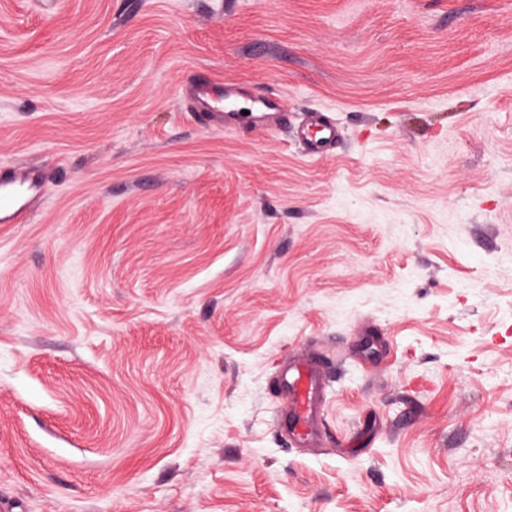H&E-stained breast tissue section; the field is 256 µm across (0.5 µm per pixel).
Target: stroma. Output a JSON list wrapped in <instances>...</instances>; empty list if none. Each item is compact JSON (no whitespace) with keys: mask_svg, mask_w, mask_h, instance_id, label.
Instances as JSON below:
<instances>
[{"mask_svg":"<svg viewBox=\"0 0 512 512\" xmlns=\"http://www.w3.org/2000/svg\"><path fill=\"white\" fill-rule=\"evenodd\" d=\"M333 113L194 123L190 71ZM7 512H512V0H0ZM331 360L309 448L276 367ZM45 185L39 166H0V224H27L43 203Z\"/></svg>","mask_w":512,"mask_h":512,"instance_id":"1","label":"stroma"}]
</instances>
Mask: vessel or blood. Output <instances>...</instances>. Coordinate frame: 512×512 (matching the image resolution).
<instances>
[{
	"label": "vessel or blood",
	"instance_id": "b4317fda",
	"mask_svg": "<svg viewBox=\"0 0 512 512\" xmlns=\"http://www.w3.org/2000/svg\"><path fill=\"white\" fill-rule=\"evenodd\" d=\"M181 93L188 110L201 124L214 130H287L310 157L333 154L342 139L335 120L327 113L308 112L296 121L280 95L259 93L211 75L190 73L182 83ZM243 97L251 102L245 112L239 107ZM45 185L39 166H0V224L28 223L44 200ZM275 390L280 398L276 413L280 431L298 442L316 437L323 417V366L300 357L287 360L277 374Z\"/></svg>",
	"mask_w": 512,
	"mask_h": 512
}]
</instances>
